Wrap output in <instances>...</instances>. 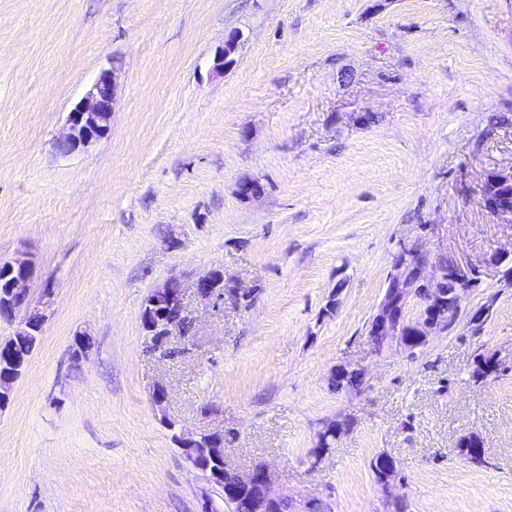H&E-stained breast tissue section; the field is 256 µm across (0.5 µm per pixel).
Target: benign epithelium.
I'll list each match as a JSON object with an SVG mask.
<instances>
[{"instance_id":"obj_1","label":"benign epithelium","mask_w":512,"mask_h":512,"mask_svg":"<svg viewBox=\"0 0 512 512\" xmlns=\"http://www.w3.org/2000/svg\"><path fill=\"white\" fill-rule=\"evenodd\" d=\"M119 74L103 72L88 89L84 97L70 111L67 128L55 141L58 151L85 152L105 138L111 128V119ZM480 200L484 209L501 224H512V170L490 168L483 171L480 182ZM11 276L10 295L25 305L21 318L11 313L9 320H18L15 334L40 336L43 332L45 315L40 303H34L28 293L30 267L25 261L14 259L0 261V272ZM476 266L462 265L450 255H442L434 261L429 255L415 248L400 245L392 258V270L388 277L386 291L368 326L366 342L379 353L394 344L412 353L418 349L413 337L423 340L446 332L457 323L461 313V301L473 288V277L479 275ZM194 297L201 305L212 309L224 308V302L241 303L247 290L230 280L224 289L213 285V272L196 279L188 287L178 277L167 278L154 290L152 305L155 311L147 326L157 333L150 345L151 352L158 359L168 356V342L179 334V324L186 319L188 297ZM416 302L419 313L416 319L407 320L406 309L410 302ZM191 466L204 474L219 488L224 481L245 483L254 477L250 469H241L230 464L225 456L217 461L218 468L210 471L194 460ZM263 495L254 506V512H268L270 503L278 500L273 491L272 473L268 466H260Z\"/></svg>"}]
</instances>
